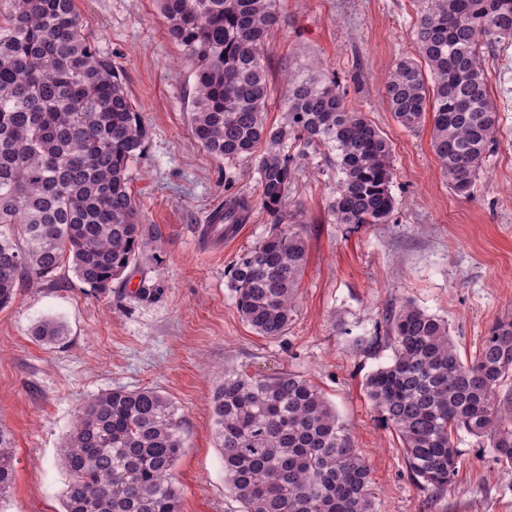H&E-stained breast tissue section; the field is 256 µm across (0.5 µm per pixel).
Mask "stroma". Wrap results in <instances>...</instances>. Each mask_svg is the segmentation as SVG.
Segmentation results:
<instances>
[{
	"instance_id": "1",
	"label": "stroma",
	"mask_w": 512,
	"mask_h": 512,
	"mask_svg": "<svg viewBox=\"0 0 512 512\" xmlns=\"http://www.w3.org/2000/svg\"><path fill=\"white\" fill-rule=\"evenodd\" d=\"M74 5L146 129L131 190L161 244L107 291L64 268L55 281L23 284L0 310V425L16 445L10 512H62L69 476L58 450L80 405L142 387L167 395L182 421L186 448L173 469L181 512H239L210 409L228 371H292L319 386L371 468L375 512H512V470L486 442L459 433L455 480L441 491L419 484L364 392L392 356L367 343L402 303L447 320L464 357L512 312V44L487 54L498 145L463 198L448 187L429 128L406 130L382 97L390 69L415 53L416 0H281L285 21L264 45L275 93L290 72L336 74L348 105L392 145L396 206L386 224L335 223L336 171L319 157L302 168L293 196L304 207L308 263L286 333L269 338L242 320L228 283L240 255L269 234L270 218L256 203V179H232V167L194 142L195 63L168 38L159 0ZM230 192L253 199L249 220L235 238L205 240L201 226ZM44 320L64 326L61 341L33 338Z\"/></svg>"
}]
</instances>
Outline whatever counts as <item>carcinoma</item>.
I'll return each mask as SVG.
<instances>
[{
	"instance_id": "cac0c4a2",
	"label": "carcinoma",
	"mask_w": 512,
	"mask_h": 512,
	"mask_svg": "<svg viewBox=\"0 0 512 512\" xmlns=\"http://www.w3.org/2000/svg\"><path fill=\"white\" fill-rule=\"evenodd\" d=\"M169 37L197 65L195 141L257 175L270 234L232 266L237 310L257 334L284 335L308 259L292 186L317 155L340 175L329 204L337 224H386L395 209L389 140L348 108L335 77L288 73L281 120H266L272 87L262 54L283 16L279 0H160ZM420 60H399L384 99L430 143L459 197H468L497 144L499 112L482 47L512 40V0H418ZM0 309L24 281L65 264L104 291L158 245L130 188L146 136L112 58L83 28L74 0H0ZM242 193L224 199L228 232L250 218ZM55 321L33 336L57 342ZM391 361L366 394L398 432L411 476L442 489L458 472L452 435L487 440L512 468V315L496 320L468 362L448 322L411 301L389 315ZM228 491L241 512H374L371 470L321 389L282 372H229L211 396ZM184 448L173 402L145 387L83 403L60 448L70 476L64 512H180L173 469ZM15 480L14 441L0 426V510Z\"/></svg>"
}]
</instances>
